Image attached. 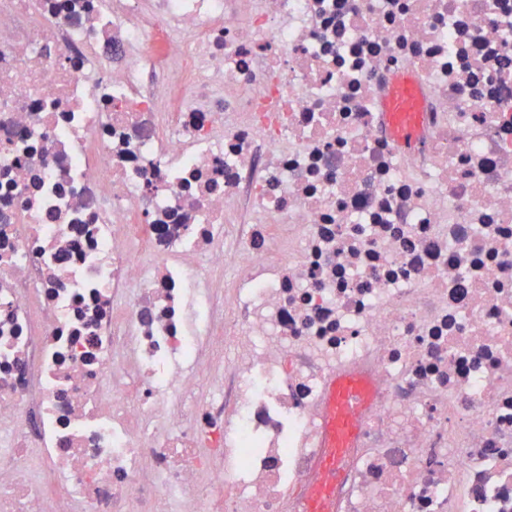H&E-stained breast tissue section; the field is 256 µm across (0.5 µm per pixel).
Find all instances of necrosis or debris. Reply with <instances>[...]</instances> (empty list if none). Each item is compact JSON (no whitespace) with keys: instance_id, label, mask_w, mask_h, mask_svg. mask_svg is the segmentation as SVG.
Masks as SVG:
<instances>
[{"instance_id":"4bbe7bcc","label":"necrosis or debris","mask_w":512,"mask_h":512,"mask_svg":"<svg viewBox=\"0 0 512 512\" xmlns=\"http://www.w3.org/2000/svg\"><path fill=\"white\" fill-rule=\"evenodd\" d=\"M346 373L335 512H512V0H0V512H302ZM415 80L411 75L396 78L391 84L386 102L388 127L400 148L409 152L420 139V124L414 114L412 95ZM367 400V382L357 374L343 375L329 383L323 420L325 450L320 464L321 476L309 493L308 512H330L333 509L344 457L357 437Z\"/></svg>"}]
</instances>
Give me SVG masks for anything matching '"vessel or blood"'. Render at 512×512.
Wrapping results in <instances>:
<instances>
[{"label": "vessel or blood", "mask_w": 512, "mask_h": 512, "mask_svg": "<svg viewBox=\"0 0 512 512\" xmlns=\"http://www.w3.org/2000/svg\"><path fill=\"white\" fill-rule=\"evenodd\" d=\"M414 88L412 76H400L391 84L386 102L388 127L397 144L406 152L414 150L420 139V124L412 103ZM367 400L368 385L359 375H344L329 383L323 420L324 453L320 479L309 493L308 512H331L344 457L357 437Z\"/></svg>", "instance_id": "obj_1"}]
</instances>
